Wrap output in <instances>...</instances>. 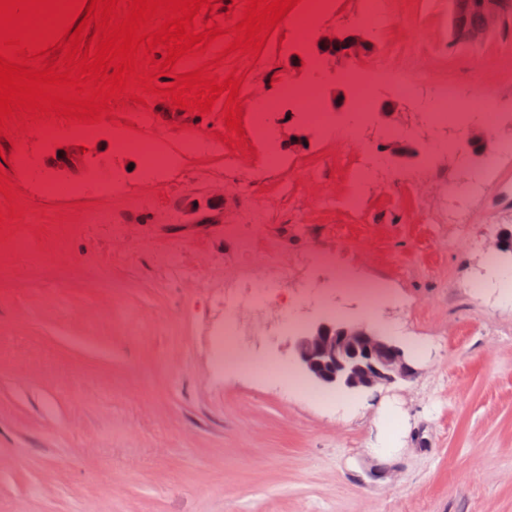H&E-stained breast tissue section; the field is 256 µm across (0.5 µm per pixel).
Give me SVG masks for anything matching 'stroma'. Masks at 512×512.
<instances>
[{"instance_id":"1","label":"stroma","mask_w":512,"mask_h":512,"mask_svg":"<svg viewBox=\"0 0 512 512\" xmlns=\"http://www.w3.org/2000/svg\"><path fill=\"white\" fill-rule=\"evenodd\" d=\"M391 2L403 25L370 36L369 62L512 113V26L457 45L449 0ZM303 11L259 55L236 50L214 70L243 77L244 130L254 100L276 101L277 165L255 139L226 143L220 101L206 114L130 102L86 139L0 136L25 207L6 230L30 247L0 241V512H512V304L469 287L512 233V159L470 210L491 230L469 251L438 209L453 164L415 98L387 86L374 97L407 138L369 129L349 146L300 117L286 91L309 87L315 63L297 40ZM117 131L154 140L173 167L147 177L137 153L115 154ZM212 136L222 152L185 148ZM20 147L38 172L14 170ZM60 148L84 149V165L54 169ZM366 153L411 183H368L351 213L342 202ZM50 182L85 191L50 195ZM228 224L258 225L251 252L238 253ZM332 262L392 293L351 315L404 338L418 381L330 405L225 371L211 347L225 282L284 272L294 288L325 281ZM103 274L120 298L100 288ZM281 311L239 310L242 359L286 360L289 336L271 333ZM399 421L398 451L378 460L373 447Z\"/></svg>"}]
</instances>
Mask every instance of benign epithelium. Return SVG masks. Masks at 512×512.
<instances>
[{
  "instance_id": "benign-epithelium-1",
  "label": "benign epithelium",
  "mask_w": 512,
  "mask_h": 512,
  "mask_svg": "<svg viewBox=\"0 0 512 512\" xmlns=\"http://www.w3.org/2000/svg\"><path fill=\"white\" fill-rule=\"evenodd\" d=\"M512 15V0H451L456 42L476 45ZM310 53L324 64L354 63L367 51L358 33L342 28L315 34ZM292 363L313 383L340 395H361L418 377L405 349L368 323L322 317L291 340Z\"/></svg>"
}]
</instances>
